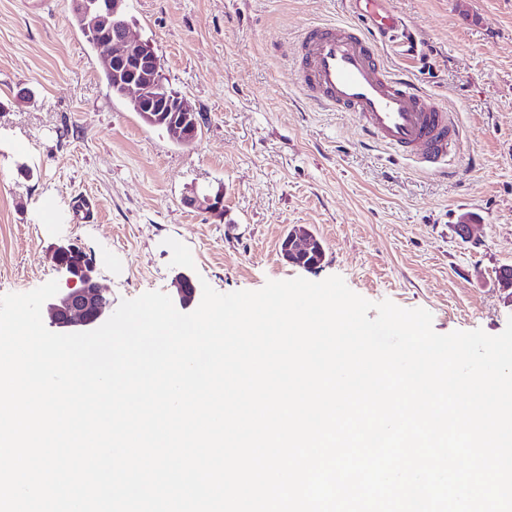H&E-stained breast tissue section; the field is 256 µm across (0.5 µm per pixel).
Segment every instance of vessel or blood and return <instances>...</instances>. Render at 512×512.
I'll list each match as a JSON object with an SVG mask.
<instances>
[{
	"label": "vessel or blood",
	"mask_w": 512,
	"mask_h": 512,
	"mask_svg": "<svg viewBox=\"0 0 512 512\" xmlns=\"http://www.w3.org/2000/svg\"><path fill=\"white\" fill-rule=\"evenodd\" d=\"M347 2L353 22L303 29L293 80L322 107L351 113L365 139L420 170L447 173L462 141L456 113L387 67L377 45L378 37L403 32L402 18L389 0Z\"/></svg>",
	"instance_id": "obj_1"
}]
</instances>
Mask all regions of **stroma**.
Wrapping results in <instances>:
<instances>
[{
	"instance_id": "stroma-1",
	"label": "stroma",
	"mask_w": 512,
	"mask_h": 512,
	"mask_svg": "<svg viewBox=\"0 0 512 512\" xmlns=\"http://www.w3.org/2000/svg\"><path fill=\"white\" fill-rule=\"evenodd\" d=\"M408 33L380 38L388 64L456 112V172L444 177L365 145L354 118L307 99L289 78L304 27L345 21L344 0H126L165 84L201 114L191 145L112 95L71 0H0V295L66 275L73 245L113 304L175 295L184 272L214 290L341 276L358 295L423 308L437 333L500 334L512 302V0H390ZM223 190L224 214L190 207ZM87 198L94 221L74 215ZM477 238L455 232L462 215ZM306 226L317 269L281 243Z\"/></svg>"
}]
</instances>
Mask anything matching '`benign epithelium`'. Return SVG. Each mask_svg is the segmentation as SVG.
Returning <instances> with one entry per match:
<instances>
[{
	"label": "benign epithelium",
	"mask_w": 512,
	"mask_h": 512,
	"mask_svg": "<svg viewBox=\"0 0 512 512\" xmlns=\"http://www.w3.org/2000/svg\"><path fill=\"white\" fill-rule=\"evenodd\" d=\"M72 12L80 28L95 35L94 47L106 51L103 67L112 76V84L134 105L143 121L161 126L178 144L197 139L196 109L187 99L164 93L157 79L160 59L149 40L133 39L130 25L118 28L125 17V0H72ZM188 204L216 216L224 214V189L188 199ZM312 246L311 233L294 227L286 237L282 255L288 262L296 253ZM54 262L67 273V288L48 304L51 323L62 334L87 332L101 326L112 315V299L100 287L95 267L72 247H59ZM177 297L188 308L196 294L191 277L185 273L176 279Z\"/></svg>",
	"instance_id": "7a95c632"
}]
</instances>
